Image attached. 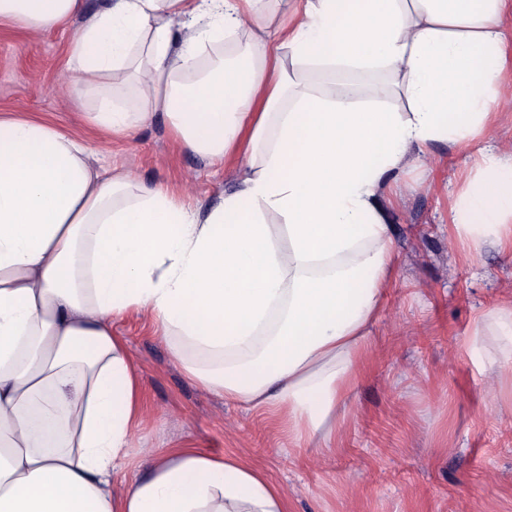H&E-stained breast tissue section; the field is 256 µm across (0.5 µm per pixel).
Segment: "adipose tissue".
I'll use <instances>...</instances> for the list:
<instances>
[{
  "mask_svg": "<svg viewBox=\"0 0 512 512\" xmlns=\"http://www.w3.org/2000/svg\"><path fill=\"white\" fill-rule=\"evenodd\" d=\"M0 0V25L81 19L68 49L86 123L168 119L185 148L235 158L208 210L86 141L0 116V512H288L231 453L131 450L141 381L113 320L150 317L172 360L225 403L270 413L296 447H332L394 266L384 189L433 144L475 148L451 208L467 253L512 251V0ZM238 37L201 69L208 44ZM512 380V303L476 319ZM210 358L201 364L200 355Z\"/></svg>",
  "mask_w": 512,
  "mask_h": 512,
  "instance_id": "obj_1",
  "label": "adipose tissue"
}]
</instances>
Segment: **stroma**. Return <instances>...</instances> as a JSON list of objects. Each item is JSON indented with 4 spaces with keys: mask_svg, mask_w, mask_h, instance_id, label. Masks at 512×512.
<instances>
[{
    "mask_svg": "<svg viewBox=\"0 0 512 512\" xmlns=\"http://www.w3.org/2000/svg\"><path fill=\"white\" fill-rule=\"evenodd\" d=\"M69 29L0 27V115L38 118L80 132L94 163L109 162L205 210L237 188L219 168L171 137L164 115L131 135L83 125L69 80ZM426 177L409 164L389 186L396 267L389 305L372 332L363 375L346 404L336 446L293 447L273 418L225 404L169 355L150 318L116 326L145 393L137 448L231 452L266 469L290 512H512V383L469 355L475 318L512 298V254L484 247L465 256L448 239L453 197L472 167L450 144L433 148Z\"/></svg>",
    "mask_w": 512,
    "mask_h": 512,
    "instance_id": "obj_1",
    "label": "stroma"
}]
</instances>
